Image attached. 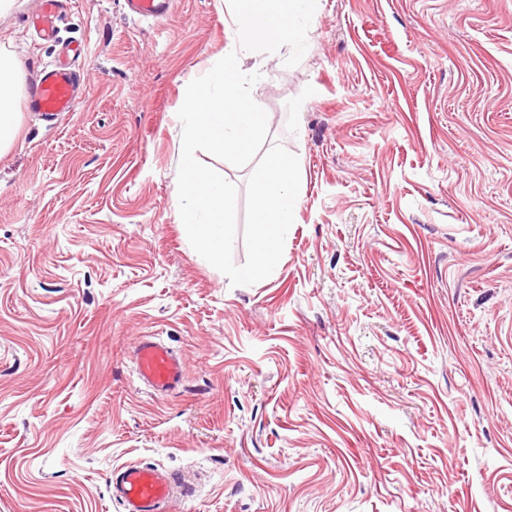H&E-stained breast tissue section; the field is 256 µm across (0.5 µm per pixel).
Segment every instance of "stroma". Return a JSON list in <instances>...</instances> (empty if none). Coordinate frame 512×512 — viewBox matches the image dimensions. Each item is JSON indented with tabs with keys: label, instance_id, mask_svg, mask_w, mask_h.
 <instances>
[{
	"label": "stroma",
	"instance_id": "1",
	"mask_svg": "<svg viewBox=\"0 0 512 512\" xmlns=\"http://www.w3.org/2000/svg\"><path fill=\"white\" fill-rule=\"evenodd\" d=\"M0 12L25 80L78 43L82 96L19 94L0 156V512H122L124 464L194 475L178 512H512V0H319L301 62L251 52L300 165L272 274L231 285L176 193L187 85L225 0ZM156 336L183 359L136 379ZM131 13L144 18H163L172 9L173 0H125ZM139 380L154 394L167 395L184 383L185 371L181 359L154 336H144L134 352Z\"/></svg>",
	"mask_w": 512,
	"mask_h": 512
}]
</instances>
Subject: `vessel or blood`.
<instances>
[{"mask_svg": "<svg viewBox=\"0 0 512 512\" xmlns=\"http://www.w3.org/2000/svg\"><path fill=\"white\" fill-rule=\"evenodd\" d=\"M131 13L159 19L169 14L173 0H125ZM79 99L76 79L69 66L46 68L37 74L27 96V109L48 117L74 111ZM134 363L139 380L154 394L166 395L184 383L181 359L155 337L138 342ZM177 478L174 473L131 463L114 471L109 483L112 500L123 512H169Z\"/></svg>", "mask_w": 512, "mask_h": 512, "instance_id": "b4317fda", "label": "vessel or blood"}]
</instances>
